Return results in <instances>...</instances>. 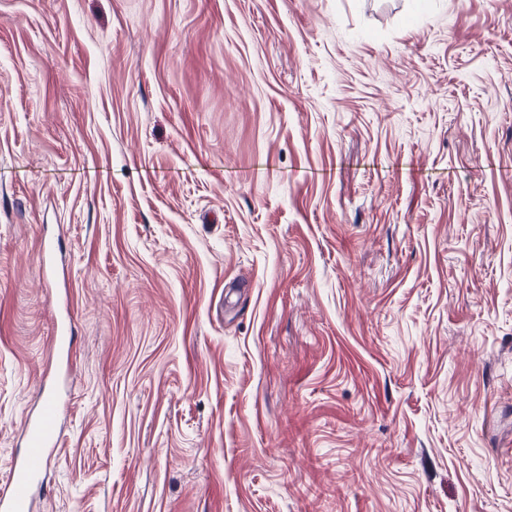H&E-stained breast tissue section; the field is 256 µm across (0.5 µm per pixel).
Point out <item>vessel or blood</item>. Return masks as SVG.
<instances>
[{"instance_id":"obj_1","label":"vessel or blood","mask_w":512,"mask_h":512,"mask_svg":"<svg viewBox=\"0 0 512 512\" xmlns=\"http://www.w3.org/2000/svg\"><path fill=\"white\" fill-rule=\"evenodd\" d=\"M56 410V401H48L26 423L27 449L11 466L5 485L0 487V512H31V490L43 484L49 457L58 444L53 424Z\"/></svg>"}]
</instances>
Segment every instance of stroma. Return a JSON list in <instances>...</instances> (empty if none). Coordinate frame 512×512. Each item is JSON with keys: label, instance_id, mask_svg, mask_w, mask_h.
Returning a JSON list of instances; mask_svg holds the SVG:
<instances>
[{"label": "stroma", "instance_id": "1", "mask_svg": "<svg viewBox=\"0 0 512 512\" xmlns=\"http://www.w3.org/2000/svg\"><path fill=\"white\" fill-rule=\"evenodd\" d=\"M61 376L32 512H512V0H0V482Z\"/></svg>", "mask_w": 512, "mask_h": 512}]
</instances>
